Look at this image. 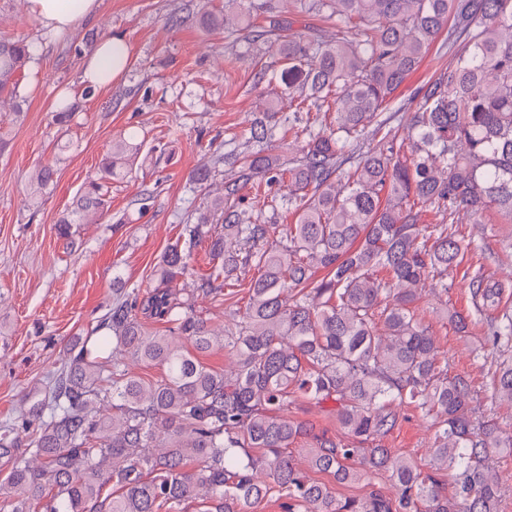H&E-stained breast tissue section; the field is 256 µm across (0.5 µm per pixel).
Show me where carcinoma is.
<instances>
[{
	"mask_svg": "<svg viewBox=\"0 0 512 512\" xmlns=\"http://www.w3.org/2000/svg\"><path fill=\"white\" fill-rule=\"evenodd\" d=\"M300 11L336 18L330 39L278 28H251L268 2L225 0L224 15L202 6L199 22L247 27L260 56L286 62L284 94L296 101L288 125H301L296 158L259 149L236 158L239 174L224 184L195 224H185L164 252L159 276L187 274L192 249L208 242L213 266L201 291L220 296L251 275L245 312L217 331L194 301L167 288H133L112 303L97 327L77 336L28 416L0 427V506L10 512H161L195 503L199 512H253L277 490L284 512H498L499 474L491 450L512 453V434L477 415L467 380L448 376L435 336L414 315L426 284L448 290V269L468 245L453 229L459 215L494 208L512 221V0H297ZM448 32L461 44L448 70L421 89L411 135L392 134L379 115L405 78ZM30 58L22 39L0 40V98H17ZM332 102L336 124L303 118L306 103ZM270 101L250 128L262 143L280 112ZM376 144L362 150L365 137ZM119 140L102 162L104 177L129 164ZM356 164L341 169L345 156ZM47 163L31 177V195L51 181ZM287 183L271 197V215L243 218L240 191ZM295 223L279 224V208ZM103 184L91 180L82 209L104 212ZM431 208L446 224L421 228ZM479 309L497 307L500 287L472 283ZM382 321L385 335L375 332ZM171 324L153 335L148 322ZM493 347L512 351V315L489 317ZM224 348L233 366L204 367L193 352ZM160 365L152 381L125 359ZM495 397L512 404V358L493 378ZM336 403L348 440L317 437L306 466L290 447L310 436L288 417L291 398ZM404 406L433 420L432 462L425 472L378 444ZM112 410L107 415L105 411ZM371 448L364 447L367 442ZM389 474L395 493L370 487L336 497L313 474L340 483L369 472ZM450 473L454 490L445 492Z\"/></svg>",
	"mask_w": 512,
	"mask_h": 512,
	"instance_id": "carcinoma-1",
	"label": "carcinoma"
}]
</instances>
